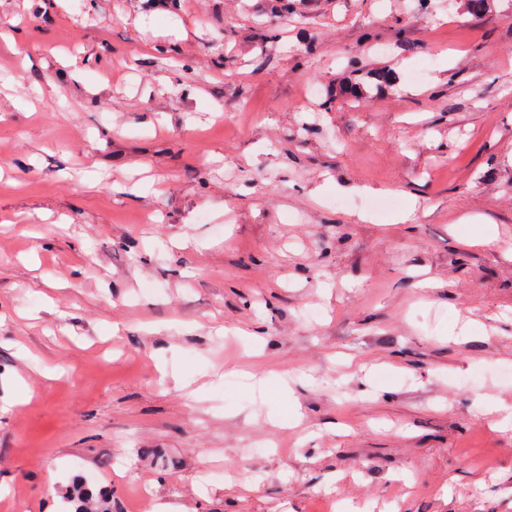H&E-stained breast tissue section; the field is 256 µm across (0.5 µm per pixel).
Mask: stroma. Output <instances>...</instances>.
Returning a JSON list of instances; mask_svg holds the SVG:
<instances>
[{
	"label": "stroma",
	"mask_w": 512,
	"mask_h": 512,
	"mask_svg": "<svg viewBox=\"0 0 512 512\" xmlns=\"http://www.w3.org/2000/svg\"><path fill=\"white\" fill-rule=\"evenodd\" d=\"M72 2L0 0V502L512 512V8Z\"/></svg>",
	"instance_id": "obj_1"
}]
</instances>
